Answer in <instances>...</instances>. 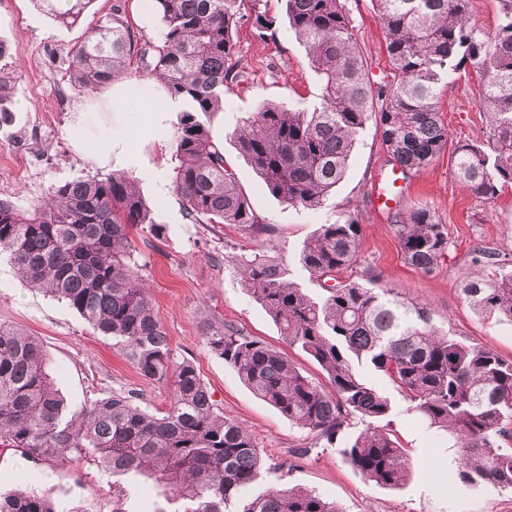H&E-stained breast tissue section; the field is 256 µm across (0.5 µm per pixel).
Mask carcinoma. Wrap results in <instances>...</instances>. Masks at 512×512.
Returning a JSON list of instances; mask_svg holds the SVG:
<instances>
[{
	"mask_svg": "<svg viewBox=\"0 0 512 512\" xmlns=\"http://www.w3.org/2000/svg\"><path fill=\"white\" fill-rule=\"evenodd\" d=\"M238 0H152L157 39L138 36L119 8L100 16L71 51L69 88L98 92L131 68L160 80L188 104L174 132L171 185L191 224H236L255 234L267 225L251 208L208 120L224 111V86L242 77L233 31ZM386 39L390 79L372 84L346 0H285L290 29L307 48L322 94L310 110L267 103L236 132L241 158L281 202L324 206L343 178L357 136L373 121L387 156L403 171L429 166L448 144L438 109L443 80L464 63L481 75L487 142H458L453 175L492 202L512 185V0H499L494 32L472 22L470 0H372ZM93 0H65L55 18L74 24ZM17 68L0 64V123L13 117ZM401 255L429 274L448 255V232L419 207L395 215ZM161 233L134 179L114 173L53 184L27 209L0 199V256L32 288L65 301L99 335L112 339L147 380L169 385L170 407L149 413L133 393L114 392L77 411L55 388L40 343L0 324V448L59 463L85 456L113 474L144 476L169 487L182 512H338L313 491L279 485L252 436L227 418L195 367L174 357L138 274L131 234ZM358 218L321 224L297 263L319 283L314 295L290 278L273 241L243 246L229 262L280 336L318 364L331 390L303 374L281 351L237 328L211 326V352L242 383L318 444L336 446L368 482L398 488L408 479L405 450L391 437L393 403L454 440L456 479L512 488V360L448 335L430 306L407 302L367 269L364 282L338 280L357 263ZM484 269L463 277L464 301L512 322L509 259L470 250ZM362 428L344 436L352 420ZM0 512H66L34 493L0 494Z\"/></svg>",
	"mask_w": 512,
	"mask_h": 512,
	"instance_id": "1",
	"label": "carcinoma"
}]
</instances>
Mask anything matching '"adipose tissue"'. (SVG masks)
I'll use <instances>...</instances> for the list:
<instances>
[{
  "instance_id": "1",
  "label": "adipose tissue",
  "mask_w": 512,
  "mask_h": 512,
  "mask_svg": "<svg viewBox=\"0 0 512 512\" xmlns=\"http://www.w3.org/2000/svg\"><path fill=\"white\" fill-rule=\"evenodd\" d=\"M163 101V95L150 84L134 95L128 94L124 86L116 85L80 98L72 114L76 131L73 151L92 165L109 170L115 162L132 160L129 142L134 128H143L150 139L166 144L171 130Z\"/></svg>"
}]
</instances>
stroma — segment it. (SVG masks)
Returning <instances> with one entry per match:
<instances>
[{"label":"stroma","instance_id":"stroma-1","mask_svg":"<svg viewBox=\"0 0 512 512\" xmlns=\"http://www.w3.org/2000/svg\"><path fill=\"white\" fill-rule=\"evenodd\" d=\"M116 4L134 32L157 37L160 23L156 16L143 14L142 0H96L92 10L72 25L57 21L42 0H0V39L9 47L8 64L20 72L13 120L0 124V198L26 207L42 201L52 184L103 177V170L71 149V113L77 97L65 73L70 49L84 41L98 16L111 12ZM348 6L370 80L385 82L390 65L381 20L371 0H348ZM259 12L276 18L274 35L260 34L255 24ZM240 13L234 47L243 76L224 89V157L253 210L265 220L268 238L290 260L319 225L357 215L362 240L358 263L346 270L347 278H360L363 268H373L401 298L429 303L436 323L451 335L512 359V323L473 310L456 286L461 277L481 274L468 261L473 246L512 254V188H504L490 203L467 192L452 177L450 148L425 170L408 175L399 211L428 208L448 231V255L429 275L404 262L391 215L372 208L374 176L387 160L375 123L361 130L347 173L323 208L304 210L282 203L239 156L234 131L243 118L269 102L293 110L312 108L320 100L321 85L303 44L288 27L282 0H242ZM480 89V75L468 64L442 83L439 107L451 143L485 138ZM131 142L137 160L125 172L138 179L142 195L155 203L154 219L163 226L160 236L144 231L134 239L135 259L154 312L176 359L194 365L218 408L250 430L268 464L283 465L284 486L312 490L336 502L341 512H512V489L451 481V439L427 429L408 412V402L398 392L390 394L396 409L391 430L411 465L409 481L399 488L364 481L335 449L315 446L308 431L256 398L206 346L205 328L221 323L234 326L286 350L314 380H322L323 375L305 354L287 348L271 318L243 289L228 263L235 248L248 242V232L234 225L189 223L170 187L173 146H159L139 134ZM1 323L40 341L53 380L72 408L132 391L149 412L168 410L167 385L143 378L113 349L110 339L94 332L65 302L29 288L3 262ZM299 448L307 449V456H296ZM14 490L50 497L70 512H170L172 508L163 485L135 475L107 474L85 457H70L59 466L17 451L0 452V493Z\"/></svg>","mask_w":512,"mask_h":512}]
</instances>
